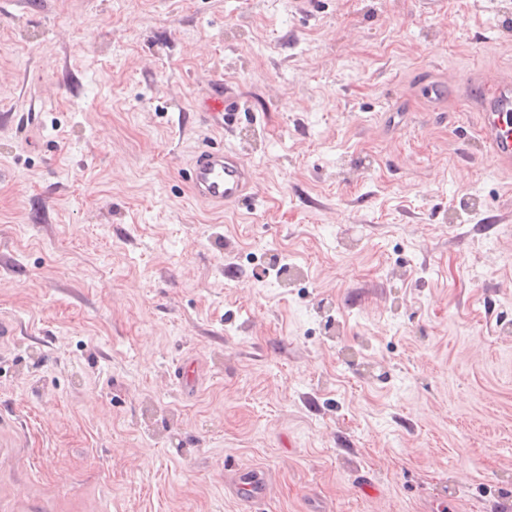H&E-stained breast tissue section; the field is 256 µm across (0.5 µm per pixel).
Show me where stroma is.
Segmentation results:
<instances>
[{"mask_svg": "<svg viewBox=\"0 0 512 512\" xmlns=\"http://www.w3.org/2000/svg\"><path fill=\"white\" fill-rule=\"evenodd\" d=\"M468 71L512 80V0H0V512H244L228 463L262 512H512ZM204 147L252 202L191 195ZM185 178L194 197L214 205L240 204L254 196L251 166L232 150H198L185 170ZM224 485L246 507L245 512L260 510L271 483L267 473L254 470L224 466Z\"/></svg>", "mask_w": 512, "mask_h": 512, "instance_id": "35a3bbf8", "label": "stroma"}]
</instances>
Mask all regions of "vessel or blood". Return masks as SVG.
Here are the masks:
<instances>
[{"label":"vessel or blood","mask_w":512,"mask_h":512,"mask_svg":"<svg viewBox=\"0 0 512 512\" xmlns=\"http://www.w3.org/2000/svg\"><path fill=\"white\" fill-rule=\"evenodd\" d=\"M482 141L491 159L512 167V84H497L479 114ZM185 178L197 199L214 205L239 204L254 195L253 171L238 153L208 147L192 157ZM224 484L242 501L245 512H258L270 489L267 473L225 466Z\"/></svg>","instance_id":"obj_1"}]
</instances>
